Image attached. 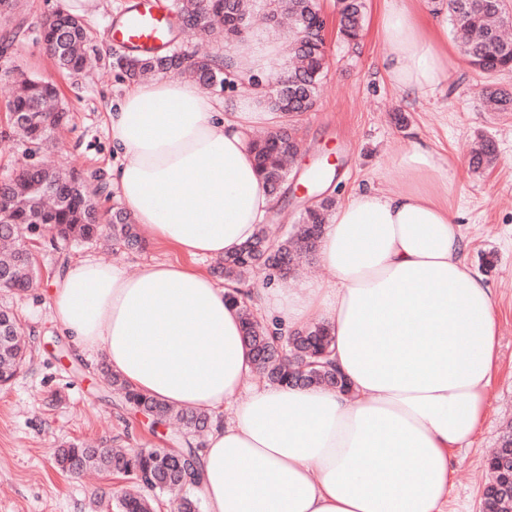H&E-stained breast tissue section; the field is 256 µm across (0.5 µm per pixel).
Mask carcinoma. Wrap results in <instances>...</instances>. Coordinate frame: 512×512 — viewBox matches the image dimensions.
Masks as SVG:
<instances>
[{"label":"carcinoma","mask_w":512,"mask_h":512,"mask_svg":"<svg viewBox=\"0 0 512 512\" xmlns=\"http://www.w3.org/2000/svg\"><path fill=\"white\" fill-rule=\"evenodd\" d=\"M433 10L448 11V21L461 38L460 49L468 63L486 74L512 70V39L503 29L512 24V16L503 10L502 0H431ZM175 12L190 21L187 33L200 39L220 36L230 41L242 37L250 28L253 12L250 0H173ZM284 9L296 34L310 29V23L322 15L320 0H270L267 18L276 19ZM367 0H336L337 35L349 44L362 39ZM41 39L52 52L55 65L63 73L78 74L87 64L86 46L89 35L84 22L65 12L47 15L39 27ZM292 58L283 74L271 80L265 103L275 112H286L294 118L313 108L316 103L326 65V42L321 34L291 45ZM115 64L131 80L153 75H177L192 70L198 82L206 87H224L227 76L224 64L213 55L192 59L177 52L156 56L115 54ZM57 85L44 78L19 81L8 105L12 127L30 144L29 163L14 177L0 181V242L12 245L9 256L0 260V289L24 291L37 274L34 254L25 239H41L52 231L64 246L92 243L104 230L112 231L115 244L129 249L141 247L134 221L118 203L101 210L98 196L102 188L89 189L86 182L69 172L48 167L39 160L42 151L53 142L55 130L66 118L63 110L49 107L58 97ZM483 99L494 112H512V90L496 84L481 89ZM27 119L17 124L14 116ZM256 166L266 191L277 198L288 182L287 163L293 160L295 138L291 130L281 128L251 142ZM497 159L494 143L481 140L469 166L479 172L491 168ZM336 206L332 197L300 213V227L291 234L270 237L260 229L253 242L266 240L272 255L264 265L255 264L253 250L241 247L224 260L219 273L233 283L244 274L261 271L265 277H285L312 255L318 246L323 224ZM244 339L252 352L256 371L269 383L285 386H323L334 389L336 371L329 361L331 334L324 323L294 332L288 344L280 348L270 332L242 306ZM0 382H8L24 360L23 340L18 336L14 314L0 309ZM106 382L123 394L125 403L136 412L146 414L151 424L176 419L189 433L211 425L210 417L196 410L176 409L160 400L132 389L118 374L103 371ZM346 384L338 388L345 390ZM512 448V425L500 435V445L486 460L490 493L483 499L482 512H512V490L503 488L504 473L512 470V459L506 449ZM58 462L70 463L73 469L94 468L106 473L133 476L152 497L169 495L177 503V512H199L193 485L188 477L199 476L198 451L185 439L176 448H133L115 452L110 448L71 443L60 449ZM118 512H153L151 497L123 494L117 497Z\"/></svg>","instance_id":"cac0c4a2"}]
</instances>
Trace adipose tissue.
Wrapping results in <instances>:
<instances>
[{"label":"adipose tissue","mask_w":512,"mask_h":512,"mask_svg":"<svg viewBox=\"0 0 512 512\" xmlns=\"http://www.w3.org/2000/svg\"><path fill=\"white\" fill-rule=\"evenodd\" d=\"M448 14L418 0H383L381 72L417 99L448 78ZM290 52L276 33L251 54L225 52L229 75L275 77ZM264 85L225 106L196 83L158 76L129 88L109 113L120 158L109 184L134 222L186 262L136 274L85 257L54 275L52 320L81 355L103 354L129 385L212 419L201 453L206 512H447L452 456L487 410L497 320L490 288L467 265L448 204L453 158L414 144L396 165L407 186L356 189L322 228L328 275L254 290L258 319L285 336L322 322L350 386L261 381L229 289L191 264L234 254L274 199L249 148L281 121Z\"/></svg>","instance_id":"1"}]
</instances>
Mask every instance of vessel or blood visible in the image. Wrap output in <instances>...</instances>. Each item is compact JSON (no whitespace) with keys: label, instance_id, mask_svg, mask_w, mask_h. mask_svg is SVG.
Wrapping results in <instances>:
<instances>
[{"label":"vessel or blood","instance_id":"1","mask_svg":"<svg viewBox=\"0 0 512 512\" xmlns=\"http://www.w3.org/2000/svg\"><path fill=\"white\" fill-rule=\"evenodd\" d=\"M172 23L168 0H132L106 37L120 51L157 53L168 48Z\"/></svg>","mask_w":512,"mask_h":512}]
</instances>
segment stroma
Returning a JSON list of instances; mask_svg holds the SVG:
<instances>
[{
	"instance_id": "35a3bbf8",
	"label": "stroma",
	"mask_w": 512,
	"mask_h": 512,
	"mask_svg": "<svg viewBox=\"0 0 512 512\" xmlns=\"http://www.w3.org/2000/svg\"><path fill=\"white\" fill-rule=\"evenodd\" d=\"M381 2L368 0L364 37L354 49L336 36L334 0H320L329 64L315 107L296 122L302 149L294 180L308 184L311 173L331 161L336 184L332 195L340 200L367 178L391 190L404 188L406 176L394 157L411 143L428 144L456 160L448 203L469 243L470 267L492 291L498 343L487 412L471 447L457 454L448 512H480L485 456L498 447L502 427L512 421V115L489 112L479 89L489 81L512 89V72L485 75L471 68L452 43L447 82L428 99L406 97L376 69L383 51L377 31ZM66 3L22 0L14 18L21 32L8 52L0 53V179L25 160L26 145L7 124L9 76L17 71L55 79L70 115L48 163L104 178L116 162L106 118L117 108L128 80L108 57L92 74L59 75L38 39L41 19ZM396 112L406 115L405 126L393 121ZM480 134L495 142L500 156L499 165L483 175L469 168ZM87 255L121 265L131 274L151 259L180 257L172 247L152 241L139 251L115 249L102 241L62 251L46 244L38 255L42 275L37 287L0 291V306L17 315L30 348L22 370L9 386L0 387V512H117L116 498L133 487V480L109 473L62 474L53 464L62 442L91 439L124 448L172 445L168 428L152 427L112 393L100 373L102 356L76 354L50 318L53 275L61 263Z\"/></svg>"
}]
</instances>
